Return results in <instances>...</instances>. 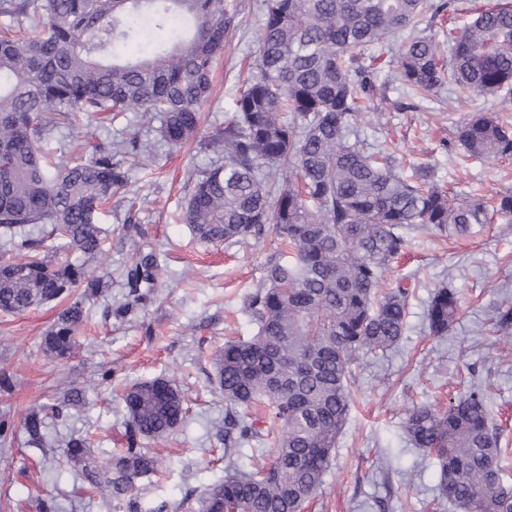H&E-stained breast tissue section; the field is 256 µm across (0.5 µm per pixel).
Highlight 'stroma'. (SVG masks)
<instances>
[{"instance_id": "35a3bbf8", "label": "stroma", "mask_w": 512, "mask_h": 512, "mask_svg": "<svg viewBox=\"0 0 512 512\" xmlns=\"http://www.w3.org/2000/svg\"><path fill=\"white\" fill-rule=\"evenodd\" d=\"M233 3L238 27L225 41L212 95L202 108L208 126L230 116L254 63L265 15V0ZM386 96L382 111L362 117L359 137L392 145L406 170L433 167L451 193H478L491 201L512 190V164L465 158L456 139L457 126L474 113L495 112L492 100L444 89L412 109L393 84ZM129 131L155 141L147 125L119 121L103 128L85 119L46 148L53 153ZM214 159L193 139L178 150L156 143L152 154L131 165L126 185L105 208L106 245L91 265L94 273L110 277L111 286L89 303L91 317L69 360L46 357L41 346L62 303L0 313V375H11L15 383L12 391H0V421L8 427L0 439V512H127L125 502L104 492L81 491L63 447L71 437L90 434L99 464L107 465L111 452L125 445L128 415L119 391L157 377L184 392L188 413L167 438L145 441L161 458L163 474L152 483L138 480L142 503L163 500L169 512H199L227 466L255 465L258 452L250 445L223 457L224 398L207 374L212 352L225 339L252 335L244 300L261 284L277 238L269 233L218 245L194 239L179 214L193 188L190 172ZM151 252L158 269L149 300L126 317H113L128 298L126 268ZM390 277L414 292L405 331L394 348L359 360L348 421L314 512H455L439 505L435 463L409 442L404 422L413 404L446 408L458 376L486 383L489 412L512 442V343L490 331L494 310L512 301V224L498 222L451 239L414 236ZM444 284L457 290L460 315L448 336L437 338L429 333L426 309L434 289ZM73 387L84 390L86 407H62L48 421V445L26 444L22 423L28 409L60 404Z\"/></svg>"}]
</instances>
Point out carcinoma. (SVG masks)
<instances>
[{
    "mask_svg": "<svg viewBox=\"0 0 512 512\" xmlns=\"http://www.w3.org/2000/svg\"><path fill=\"white\" fill-rule=\"evenodd\" d=\"M0 12L13 21L0 35V230L24 253L0 259V311L77 294L42 338L44 353L64 361L86 301L104 287L86 268L107 239L99 214L126 183L129 158L151 153L154 143L136 134L88 140L79 156L49 154L42 144L82 114L104 126L134 112L141 124L159 122L158 141L171 148L195 137L237 10L228 0H0ZM459 14L468 19L457 22ZM181 15L192 27L178 44L142 58L121 54L141 21L161 27ZM445 22L448 30L437 31ZM384 57L390 80L410 96L425 99L448 85L512 112V0H266L253 73L231 117L205 135L218 160L190 175L183 222L203 243L269 231L282 242L244 302L253 336L225 341L210 377L224 397V455L253 443L273 453L251 471L226 472L200 512H307L346 425L353 366L404 334L410 289L379 288L410 233L470 235L495 215L512 223V191L490 208L451 196L427 173L404 174L395 151L356 138L362 115L385 100L374 83ZM456 138L470 157L512 159L506 118L476 114ZM56 239L67 252L60 265L46 251ZM155 267L150 254L128 269L131 300L115 315L145 303L139 284ZM459 310L455 289H435L430 333L447 336ZM492 329L512 338V302L498 306ZM121 400L127 447L113 453L112 468L92 460L86 434L67 441V461L80 467L82 487L108 488L112 499L128 500L129 512H168L164 502L142 505L133 491L138 479L160 475L140 440L174 431L186 412L183 392L156 378L125 386ZM259 406L276 430L260 428ZM56 413L47 403L28 411V442H43ZM405 431L435 460L439 497L457 512H512V484L500 466L504 430L482 386L467 384L443 411L413 407Z\"/></svg>",
    "mask_w": 512,
    "mask_h": 512,
    "instance_id": "1",
    "label": "carcinoma"
}]
</instances>
